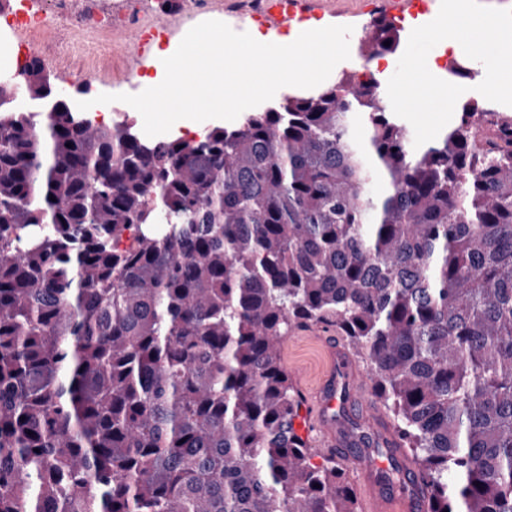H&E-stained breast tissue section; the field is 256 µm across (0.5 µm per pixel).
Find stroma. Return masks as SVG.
<instances>
[{
    "instance_id": "1",
    "label": "stroma",
    "mask_w": 512,
    "mask_h": 512,
    "mask_svg": "<svg viewBox=\"0 0 512 512\" xmlns=\"http://www.w3.org/2000/svg\"><path fill=\"white\" fill-rule=\"evenodd\" d=\"M393 0H323L317 20L331 25H349L350 46L364 37L371 19L387 16ZM258 0H177L175 8L161 10L158 0H37L35 7L57 17L54 30L45 35L43 59L54 83L60 86L84 84L88 98L99 94H137L145 85L129 65L147 60L149 51L140 50L132 20L165 23L172 36L206 20H219L237 32H253L252 13ZM327 328L309 324L296 328L280 344L286 370L302 365L305 380L297 381L302 394H309L321 375L323 362L317 337Z\"/></svg>"
}]
</instances>
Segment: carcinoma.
Listing matches in <instances>:
<instances>
[{"instance_id": "carcinoma-1", "label": "carcinoma", "mask_w": 512, "mask_h": 512, "mask_svg": "<svg viewBox=\"0 0 512 512\" xmlns=\"http://www.w3.org/2000/svg\"><path fill=\"white\" fill-rule=\"evenodd\" d=\"M390 45H384V42ZM401 29L372 21L365 61ZM0 83V512H362L279 342L336 329L427 512H512V115L413 150L374 71L145 141ZM71 147H66V144Z\"/></svg>"}]
</instances>
